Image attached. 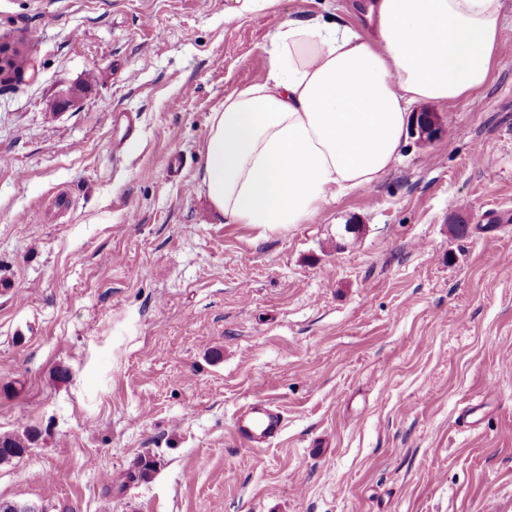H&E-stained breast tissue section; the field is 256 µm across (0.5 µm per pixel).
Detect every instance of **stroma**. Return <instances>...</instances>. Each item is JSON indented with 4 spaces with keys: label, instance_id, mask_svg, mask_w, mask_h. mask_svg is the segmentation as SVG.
I'll return each instance as SVG.
<instances>
[{
    "label": "stroma",
    "instance_id": "stroma-1",
    "mask_svg": "<svg viewBox=\"0 0 512 512\" xmlns=\"http://www.w3.org/2000/svg\"><path fill=\"white\" fill-rule=\"evenodd\" d=\"M354 2L0 0L30 65L0 82V434L39 432L0 504L512 512V0L477 99L425 105L370 188L273 232L198 189L276 28L364 29ZM254 399L285 419L262 448ZM230 18H244L261 13L273 7L278 0H231ZM284 427L279 410L267 402H252L238 409L233 419L234 437L245 446L271 445Z\"/></svg>",
    "mask_w": 512,
    "mask_h": 512
}]
</instances>
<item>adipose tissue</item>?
<instances>
[{"instance_id":"ef3b65f1","label":"adipose tissue","mask_w":512,"mask_h":512,"mask_svg":"<svg viewBox=\"0 0 512 512\" xmlns=\"http://www.w3.org/2000/svg\"><path fill=\"white\" fill-rule=\"evenodd\" d=\"M502 0H369L370 31L284 21L265 79L212 112L201 188L230 224L308 222L378 182L411 109L477 96L505 28Z\"/></svg>"}]
</instances>
